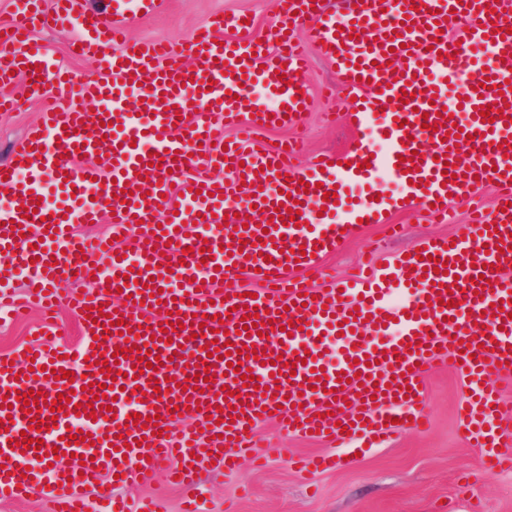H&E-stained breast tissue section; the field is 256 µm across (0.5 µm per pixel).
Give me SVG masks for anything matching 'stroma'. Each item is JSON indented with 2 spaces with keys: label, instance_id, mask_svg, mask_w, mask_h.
Here are the masks:
<instances>
[{
  "label": "stroma",
  "instance_id": "35a3bbf8",
  "mask_svg": "<svg viewBox=\"0 0 512 512\" xmlns=\"http://www.w3.org/2000/svg\"><path fill=\"white\" fill-rule=\"evenodd\" d=\"M216 13L227 17L247 15L252 34L263 39L275 15V0H163L153 11L136 15L129 25L131 42L165 38L184 42ZM306 79L312 87L306 112L296 127L254 133L250 148L272 149L274 144L298 137L307 155L342 150L351 132L348 127H329L330 112L351 111L349 91L338 87L335 96H323L319 87L337 80L334 66L318 52H311ZM24 78H17L9 92L16 100L11 114L0 118V161L35 125L40 104L24 93ZM485 212L495 207V191L487 187L476 200L450 204V219L437 224L405 209L393 212L388 222L402 225L404 233L388 238L383 225L367 224L335 253L321 258L315 269L300 271L313 288H330L332 278L343 276L364 260L383 267L403 250L434 235L462 233L473 206ZM429 427L420 433L399 430L382 445L355 451L354 447H329L322 441L303 440L282 433L275 423L257 433L267 445L263 467L243 462L231 477L214 471L202 476L194 488L201 497L202 512H512V470L493 471L484 466L457 424V403L465 385L451 368L438 365L424 380ZM333 452L336 469L309 476L291 464L295 455ZM129 500L141 495L155 499L158 512H180L183 489L162 477L134 480L124 487L104 485L89 491L88 512H101L105 496Z\"/></svg>",
  "mask_w": 512,
  "mask_h": 512
}]
</instances>
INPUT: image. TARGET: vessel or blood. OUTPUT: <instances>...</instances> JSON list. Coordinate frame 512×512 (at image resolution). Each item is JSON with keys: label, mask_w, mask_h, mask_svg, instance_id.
Here are the masks:
<instances>
[{"label": "vessel or blood", "mask_w": 512, "mask_h": 512, "mask_svg": "<svg viewBox=\"0 0 512 512\" xmlns=\"http://www.w3.org/2000/svg\"><path fill=\"white\" fill-rule=\"evenodd\" d=\"M131 2L114 0L106 15L81 0H55L49 11L16 0L0 34V109L13 107L6 89L19 74L30 96L52 99L0 163L9 204L0 212V269L29 271L27 301L48 313L67 304L83 329L76 350L57 348L48 317L29 349L0 354V495L38 492L51 512H84L86 489L102 478L123 486L161 462L167 478L190 488L204 471L234 474L254 451L253 431L271 419L287 435L331 445L381 442L399 424L422 430V379L437 362L466 382L459 420L472 446L486 464L512 465V429L498 406L499 383L512 378V8L340 0L332 10L325 0H277L264 40L243 18L218 16L177 46L128 43ZM55 27L74 32L80 56L96 58L93 77L72 76L34 36ZM227 27L235 38L224 39ZM311 43L356 97L351 146L304 166L294 141L246 149L253 130L298 124ZM213 169L226 177L209 178ZM385 172L400 194L381 189ZM488 185L498 190L497 211L459 236L428 238L408 257L326 290L288 277L315 268L360 220L405 207L443 217L449 202ZM177 190L183 203L173 201ZM294 206L295 220L277 219ZM253 207L262 223L243 225ZM105 220L111 236L76 231ZM129 233L132 250L113 248V237ZM93 256L107 260V274H93ZM439 259L447 270L437 274ZM243 272L258 283L256 297L236 286ZM88 278L90 291H55ZM397 285L407 295L400 305ZM254 315L259 324L246 326ZM170 322L177 330L168 335ZM249 345L255 353L241 358ZM119 347L128 356L102 374L99 359ZM148 353L161 365L136 373ZM235 362L257 386L236 381ZM202 363L210 380L184 388ZM60 369L68 378H57ZM110 376L114 387L102 390ZM31 390L39 404L29 410ZM62 394L69 403L53 411ZM186 417L191 427H179ZM73 428L87 438L70 446ZM24 436L40 448L21 446ZM74 454L87 464L54 466ZM34 456L48 469L31 468Z\"/></svg>", "instance_id": "obj_1"}]
</instances>
